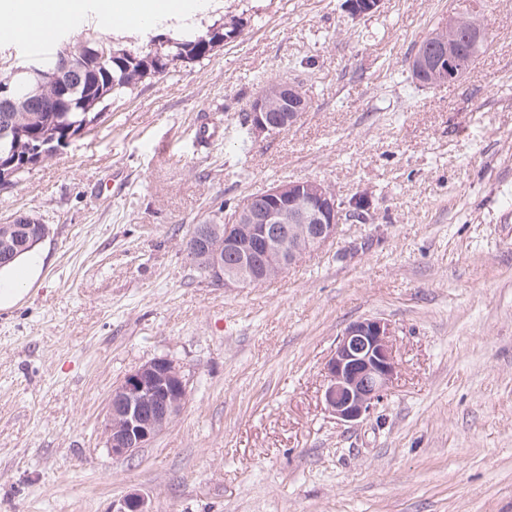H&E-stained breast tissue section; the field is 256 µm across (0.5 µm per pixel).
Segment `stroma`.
<instances>
[{
	"label": "stroma",
	"instance_id": "obj_1",
	"mask_svg": "<svg viewBox=\"0 0 512 512\" xmlns=\"http://www.w3.org/2000/svg\"><path fill=\"white\" fill-rule=\"evenodd\" d=\"M67 42L161 50L236 24L200 61L138 83L93 130L0 187V224H46V257L0 309V512H512V0L462 80L412 81L409 60L454 0H224L104 30L98 0ZM272 79L311 106L283 133L242 128ZM224 134L200 147V123ZM123 172L124 182L113 172ZM317 179L363 197L322 249L224 289L196 272V224L270 184ZM393 329L397 376L367 417L323 403L341 331ZM168 357L188 386L152 445L116 459L115 386Z\"/></svg>",
	"mask_w": 512,
	"mask_h": 512
}]
</instances>
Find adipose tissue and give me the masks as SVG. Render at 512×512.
<instances>
[{
	"label": "adipose tissue",
	"mask_w": 512,
	"mask_h": 512,
	"mask_svg": "<svg viewBox=\"0 0 512 512\" xmlns=\"http://www.w3.org/2000/svg\"><path fill=\"white\" fill-rule=\"evenodd\" d=\"M41 0H0V26L13 29L16 38L35 37L52 39L64 27H76L79 21V6L76 0H54L50 14H43ZM41 15L38 28L27 25L29 17ZM44 262L40 249L19 256L9 267L0 270V308L14 305L22 296L23 288L39 274Z\"/></svg>",
	"instance_id": "1"
}]
</instances>
